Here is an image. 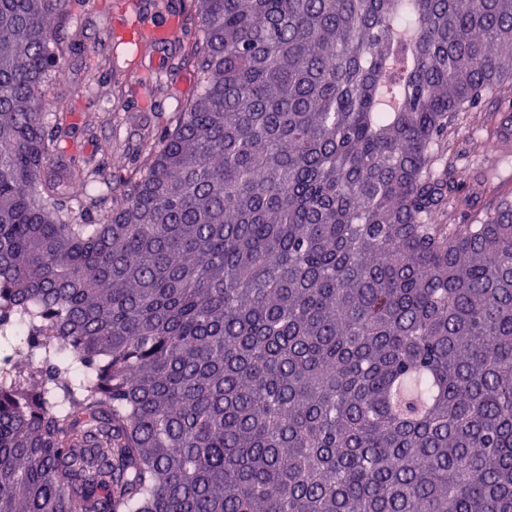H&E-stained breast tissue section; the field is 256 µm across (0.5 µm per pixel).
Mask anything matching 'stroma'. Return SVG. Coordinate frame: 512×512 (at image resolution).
Listing matches in <instances>:
<instances>
[{"label": "stroma", "mask_w": 512, "mask_h": 512, "mask_svg": "<svg viewBox=\"0 0 512 512\" xmlns=\"http://www.w3.org/2000/svg\"><path fill=\"white\" fill-rule=\"evenodd\" d=\"M102 3L103 0H89L81 15L82 32L90 49L101 55H113L109 31L121 29L125 19L108 16ZM184 51V45L169 44L146 50L134 59L114 55V72L128 85L125 99L119 102L103 97L94 88L76 104L73 137L87 162L125 164L126 154L135 151L142 137L155 138L169 128L173 112L197 89L193 65H185L151 104H143L139 83L147 76L169 71ZM507 112L512 113V88L483 95L477 105L460 112L449 127L448 167L462 173L472 187L449 206L446 223L463 224L491 208V200L479 196L473 184L485 167L481 146Z\"/></svg>", "instance_id": "stroma-1"}]
</instances>
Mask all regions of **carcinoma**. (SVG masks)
Returning <instances> with one entry per match:
<instances>
[{"label":"carcinoma","mask_w":512,"mask_h":512,"mask_svg":"<svg viewBox=\"0 0 512 512\" xmlns=\"http://www.w3.org/2000/svg\"><path fill=\"white\" fill-rule=\"evenodd\" d=\"M85 2L0 0V512H512V190L440 223L512 0H188L110 179ZM188 38L185 37L181 44L156 46L135 59L122 53L116 55L112 80L119 75V79L127 82L126 90L129 91L126 98L117 102L110 97L100 96L98 81H109L110 74L104 72L97 75L89 94L76 103L73 114L74 143L71 139L67 153L54 158V165L62 167L68 164V156L75 151L77 144L90 165L104 161L110 165L112 172L118 170L113 168L118 164H124V168L129 169L125 154L135 151L142 137L155 139L169 128L172 113L196 92V73L190 61L177 73L173 83L157 94L152 104L144 105L138 94V83L142 79L169 71L171 65L177 62V57L185 53Z\"/></svg>","instance_id":"carcinoma-1"}]
</instances>
